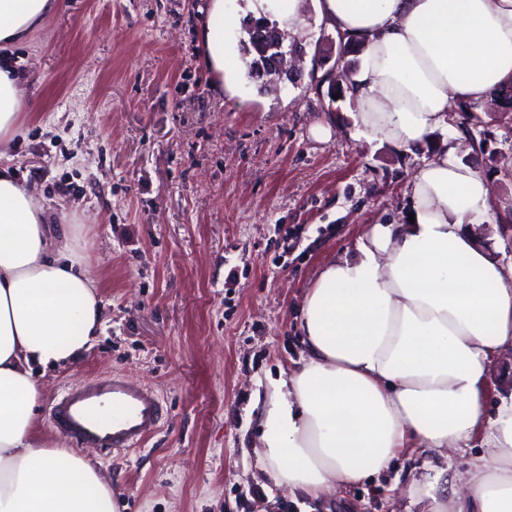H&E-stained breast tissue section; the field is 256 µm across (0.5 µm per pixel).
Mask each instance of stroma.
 <instances>
[{"instance_id":"stroma-1","label":"stroma","mask_w":512,"mask_h":512,"mask_svg":"<svg viewBox=\"0 0 512 512\" xmlns=\"http://www.w3.org/2000/svg\"><path fill=\"white\" fill-rule=\"evenodd\" d=\"M210 0H61L17 45L32 108L6 149L8 166L64 215L104 302L91 348L40 378L39 440L61 390L121 370L152 383L168 408L142 448L99 463L118 512H304L275 487L255 450L259 400L298 360L297 312L331 258L367 224L405 221L413 168L448 144L490 191L478 240L512 262V110H466L420 149L401 153L355 137L348 90L316 76L341 48L328 20H309L282 88L261 72L241 97L212 79L202 52ZM323 125L331 136L312 130ZM403 451L389 471L337 490L316 512H404L410 484L431 469L465 472Z\"/></svg>"}]
</instances>
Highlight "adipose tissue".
Returning <instances> with one entry per match:
<instances>
[{
    "instance_id": "adipose-tissue-1",
    "label": "adipose tissue",
    "mask_w": 512,
    "mask_h": 512,
    "mask_svg": "<svg viewBox=\"0 0 512 512\" xmlns=\"http://www.w3.org/2000/svg\"><path fill=\"white\" fill-rule=\"evenodd\" d=\"M360 45L350 77L367 139L410 152L447 129L451 102L489 101L512 81V0H313ZM205 49L217 78L242 88L248 63L225 48L240 17L211 0ZM57 0H0L10 54ZM30 106L22 74L0 63V149ZM413 221L365 225L298 310L304 354L272 381L256 454L277 487L315 503L387 471L404 449L442 458L486 450L453 493L438 477L409 491L416 512H512V395L485 413L489 366L512 350V262L480 245L490 188L456 147L409 179ZM103 303L79 244L0 168V512H116L96 465L33 433L37 369L90 348Z\"/></svg>"
}]
</instances>
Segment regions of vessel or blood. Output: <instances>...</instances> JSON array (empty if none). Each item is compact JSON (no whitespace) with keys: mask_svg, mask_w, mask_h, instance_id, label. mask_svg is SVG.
<instances>
[{"mask_svg":"<svg viewBox=\"0 0 512 512\" xmlns=\"http://www.w3.org/2000/svg\"><path fill=\"white\" fill-rule=\"evenodd\" d=\"M163 415L153 386L113 371L66 386L51 407V424L78 445L110 453L144 445L159 431Z\"/></svg>","mask_w":512,"mask_h":512,"instance_id":"1","label":"vessel or blood"}]
</instances>
